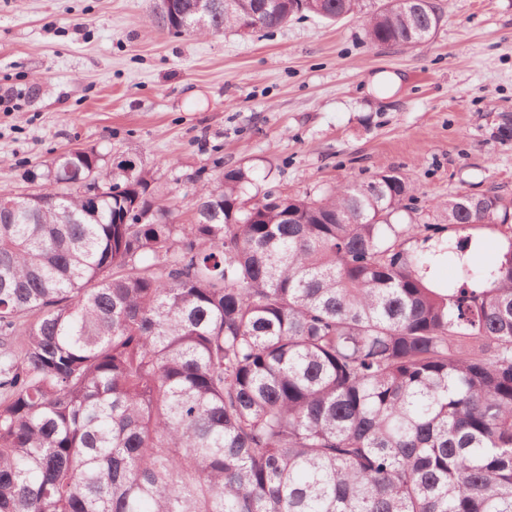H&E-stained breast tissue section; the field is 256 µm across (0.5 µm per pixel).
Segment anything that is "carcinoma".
<instances>
[{
    "mask_svg": "<svg viewBox=\"0 0 512 512\" xmlns=\"http://www.w3.org/2000/svg\"><path fill=\"white\" fill-rule=\"evenodd\" d=\"M215 2L201 27L174 0L181 33L361 11ZM444 19L384 0L365 37L414 48ZM100 161L65 150L25 170L40 189L0 194V512H512L511 200L399 224L414 187L389 170L371 195L269 189L252 214L235 166L178 224L144 173ZM484 229L501 252L476 269ZM446 257L456 280L428 282Z\"/></svg>",
    "mask_w": 512,
    "mask_h": 512,
    "instance_id": "carcinoma-1",
    "label": "carcinoma"
}]
</instances>
